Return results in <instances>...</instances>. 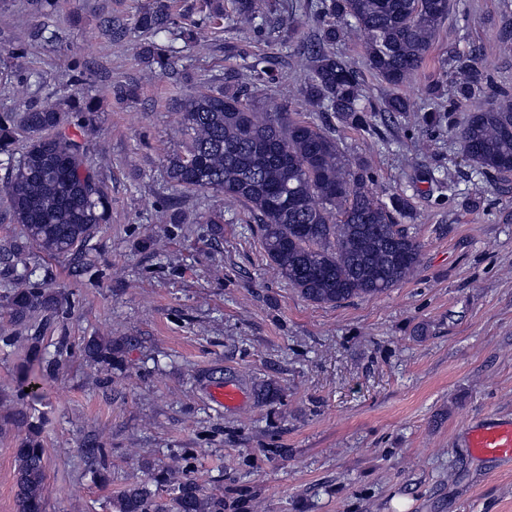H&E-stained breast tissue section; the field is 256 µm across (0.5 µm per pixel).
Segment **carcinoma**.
<instances>
[{
	"mask_svg": "<svg viewBox=\"0 0 512 512\" xmlns=\"http://www.w3.org/2000/svg\"><path fill=\"white\" fill-rule=\"evenodd\" d=\"M174 0H158L140 12L135 28L156 37L175 24ZM450 0H318L304 9L318 17H341L345 26L321 28L317 44L303 56L309 78L302 97L317 112H330L356 129L368 125L371 112H406L400 93L424 66L436 35L448 17ZM266 0H209L204 21L214 30L226 20L259 28L266 22ZM201 27H181L188 49L200 42ZM347 34L358 36L368 67L388 88L379 105L362 92L357 70L336 55L333 46ZM145 58L156 68L177 71V56L147 43ZM463 74L456 85L459 103L469 101L484 74L476 59L451 58ZM97 96H64L52 107L22 102L0 113V169L14 223L21 236L9 247L14 278L3 295L12 321L25 325L39 314L56 315L67 298L48 288L44 267L30 257L35 248L47 258L83 256L100 224L112 210V198L87 165L80 132L94 120ZM180 131L188 136L185 152L166 159L171 182L188 190L210 191L246 203L260 226L264 251L279 275L307 300L337 304L352 297L378 295L409 279L420 263L421 245L400 219L409 210L405 197L386 205L375 198L334 135L296 117L283 105L257 111L246 86H209L176 104ZM466 158L484 173H512V98L477 109L458 130ZM30 357L45 369L54 366L41 349V337L24 338ZM118 347L90 339L82 355L112 365ZM42 375H25L19 397L39 399ZM30 392H25V389ZM13 422L26 428L13 449L17 512H44L45 448L38 427L25 411ZM99 481L106 477L107 449H89ZM170 504L143 485H133L111 503L114 512H224V499L205 494L192 479L180 481Z\"/></svg>",
	"mask_w": 512,
	"mask_h": 512,
	"instance_id": "1",
	"label": "carcinoma"
}]
</instances>
